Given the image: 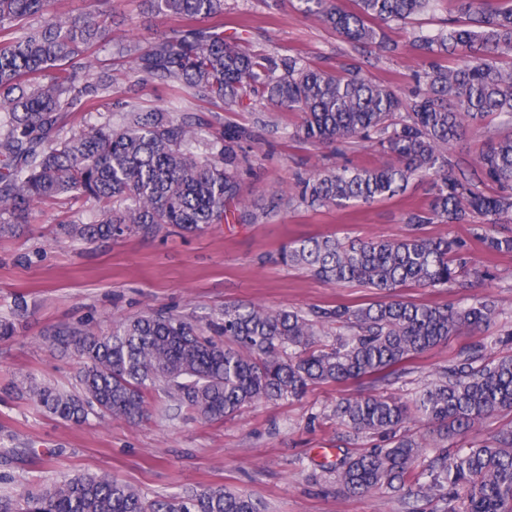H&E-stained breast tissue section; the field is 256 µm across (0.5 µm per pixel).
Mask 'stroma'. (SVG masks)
Returning <instances> with one entry per match:
<instances>
[{
	"label": "stroma",
	"instance_id": "1",
	"mask_svg": "<svg viewBox=\"0 0 512 512\" xmlns=\"http://www.w3.org/2000/svg\"><path fill=\"white\" fill-rule=\"evenodd\" d=\"M225 33H250L255 49L280 57L303 56L333 67L351 47L307 18L297 0H224L219 19ZM178 21L151 12L146 0H112V34L140 42L164 35ZM417 59L407 53L368 67V75L406 93L414 85ZM246 187L252 202L264 205L268 191L290 189L297 174L327 156V148L298 144L267 134L255 148ZM426 187L412 183L400 197L347 209L283 206L263 224H214L200 234L131 236L74 242L61 234L63 208L38 209L16 234L0 236V317L14 315L15 335L0 341V494H16L59 473H109L145 497L221 485L262 500L268 512H406L404 501L385 489L344 493L333 474L322 471L325 449L361 452L377 436H350L332 409L344 397L367 393V384H323L302 399L261 401L218 422L168 408L156 396L138 425L89 418L63 423L32 401L14 395L9 384L29 379L72 388L78 364L49 346L60 330L106 331L113 320L147 309H167L204 320L224 306L256 302L273 309L307 310L373 300L371 290L331 285L305 271L269 261L282 244L300 237L390 238L405 234L404 210L424 204ZM431 237L464 239L473 264L493 277L483 292L502 311L498 326L512 330V254L487 253L472 224H430ZM24 307L15 310V299ZM472 336L450 337L414 363L411 373L388 392L412 402L438 371L452 364Z\"/></svg>",
	"mask_w": 512,
	"mask_h": 512
}]
</instances>
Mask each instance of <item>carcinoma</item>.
<instances>
[{
  "instance_id": "obj_1",
  "label": "carcinoma",
  "mask_w": 512,
  "mask_h": 512,
  "mask_svg": "<svg viewBox=\"0 0 512 512\" xmlns=\"http://www.w3.org/2000/svg\"><path fill=\"white\" fill-rule=\"evenodd\" d=\"M156 14L179 21L141 45L112 42V0L72 18L51 0H0V235L30 222L34 207L92 203L88 223L66 220L76 242L154 237L170 227L200 233L213 224H259L281 206L307 209L369 206L428 184L427 202L405 211L403 236L343 241L334 234L294 240L278 251L283 265L326 283L355 284L378 299L352 306L271 310L227 305L201 325L172 311H149L86 335L67 330L52 345L78 360L76 389L13 384L16 393L60 421L89 417L139 421L158 393L178 408L215 422L259 400L298 398L317 384L364 381L376 388L410 369L425 352L462 331L482 336L499 315L477 295L430 305L401 298V289L465 288L466 244L428 237L427 224H483L479 239L494 254L512 253V131L489 137L461 166L454 148L471 128L493 120L512 128V0H456V15L439 28L411 33L421 69L411 93L377 82L363 63L393 56L387 30L430 11L437 0H299L307 16L349 43L354 53L337 71L301 56L278 58L249 48L250 38L225 34L210 20L224 0H148ZM131 59L143 80L223 112L263 102L300 113L283 131L301 144L343 148L362 142L375 160L318 168L297 178L296 193L275 190L265 207L246 198L248 146L268 124L218 122L212 139H197L201 118L148 107L130 88L112 102V80L94 76L101 52ZM85 112L100 121L77 122ZM341 332L323 343L329 326ZM487 342L457 360L420 392L414 407L384 392L342 398L336 422L384 444L336 462L343 492L383 487L414 495L431 512H512V426L450 456L435 444L428 468L415 461L423 443L407 433L411 412L439 436L466 439L498 412L512 411V356L489 359ZM0 512H261L244 493L202 486L146 499L110 474L69 475L0 495Z\"/></svg>"
}]
</instances>
